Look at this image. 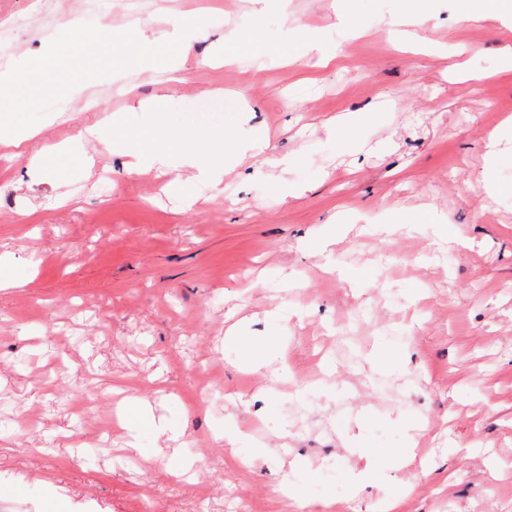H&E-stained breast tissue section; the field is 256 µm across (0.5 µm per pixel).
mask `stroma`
Wrapping results in <instances>:
<instances>
[{
  "label": "stroma",
  "instance_id": "obj_1",
  "mask_svg": "<svg viewBox=\"0 0 512 512\" xmlns=\"http://www.w3.org/2000/svg\"><path fill=\"white\" fill-rule=\"evenodd\" d=\"M331 2L288 0L261 29L269 43L320 31L336 47L328 66L246 54L215 67L255 0H143L154 49L129 59L130 96L97 32L129 22L124 0L100 21L83 0H53L0 47V74L17 82L0 87V131H37L19 155L0 142V272L18 282L0 290V512H81L96 498L106 512H289L276 489L297 468L301 512H331V486L351 512L398 492L399 512H512V198L482 188L512 183V134L496 165L485 147L512 117V72L499 69L512 15L462 24L459 0H431L421 32L437 49L423 52L390 37L407 27L404 0H347L357 33ZM453 61L485 80L452 75ZM158 68L178 82H155ZM163 96L167 128L230 137L247 123L268 164L216 185L183 169L187 203L165 194L152 159L127 174L105 135L86 143L88 165L32 167L87 127L153 124L141 104ZM388 98L397 108L356 130L368 150L343 152L331 119ZM278 183L305 192L281 203ZM338 223L324 258L307 240ZM272 336L278 359L257 363ZM59 344L70 370L51 389L42 372ZM205 367L217 380L203 399ZM318 371V394L298 399L297 380ZM116 388L163 423L140 439L147 476L127 468L126 434L95 442ZM73 391L92 396L86 418L68 409ZM228 419L263 452L221 439ZM399 452L415 463L395 466ZM176 458L193 475L174 484Z\"/></svg>",
  "mask_w": 512,
  "mask_h": 512
}]
</instances>
